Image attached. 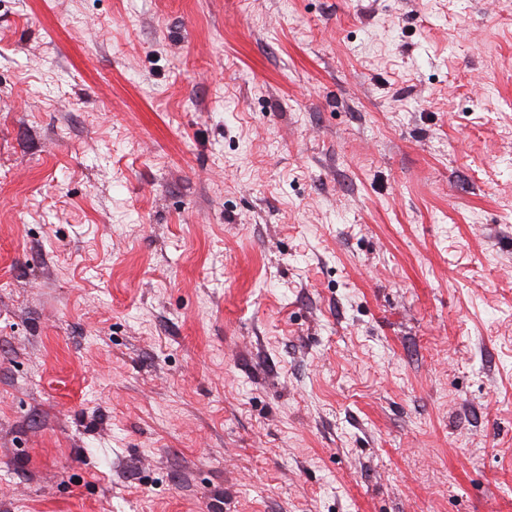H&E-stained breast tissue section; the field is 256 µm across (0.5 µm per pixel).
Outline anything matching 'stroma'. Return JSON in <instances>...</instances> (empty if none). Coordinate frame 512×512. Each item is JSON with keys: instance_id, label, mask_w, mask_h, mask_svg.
<instances>
[{"instance_id": "obj_1", "label": "stroma", "mask_w": 512, "mask_h": 512, "mask_svg": "<svg viewBox=\"0 0 512 512\" xmlns=\"http://www.w3.org/2000/svg\"><path fill=\"white\" fill-rule=\"evenodd\" d=\"M0 512H512V0H0Z\"/></svg>"}]
</instances>
